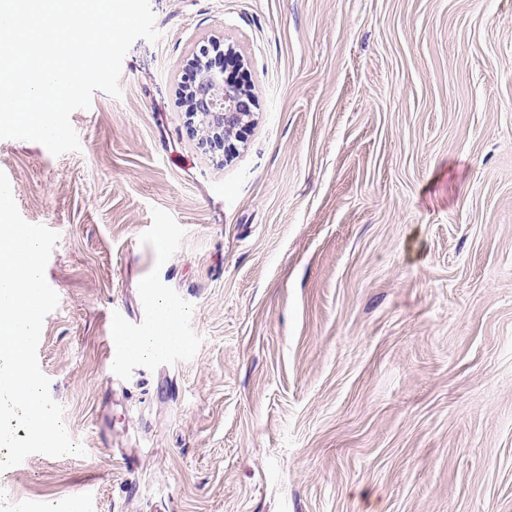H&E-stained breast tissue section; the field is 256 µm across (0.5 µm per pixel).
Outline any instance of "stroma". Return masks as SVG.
Here are the masks:
<instances>
[{"label":"stroma","mask_w":512,"mask_h":512,"mask_svg":"<svg viewBox=\"0 0 512 512\" xmlns=\"http://www.w3.org/2000/svg\"><path fill=\"white\" fill-rule=\"evenodd\" d=\"M150 6L80 151L0 139L84 449L1 471L0 512H512V0ZM203 38L257 100L228 160L177 94ZM149 286L180 341L113 363Z\"/></svg>","instance_id":"1"}]
</instances>
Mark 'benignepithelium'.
Returning <instances> with one entry per match:
<instances>
[{
  "label": "benign epithelium",
  "instance_id": "1",
  "mask_svg": "<svg viewBox=\"0 0 512 512\" xmlns=\"http://www.w3.org/2000/svg\"><path fill=\"white\" fill-rule=\"evenodd\" d=\"M223 57V44L209 39L198 43L179 81L187 100L188 135L212 158L233 152L232 136L251 122L257 107L253 95L224 77Z\"/></svg>",
  "mask_w": 512,
  "mask_h": 512
}]
</instances>
